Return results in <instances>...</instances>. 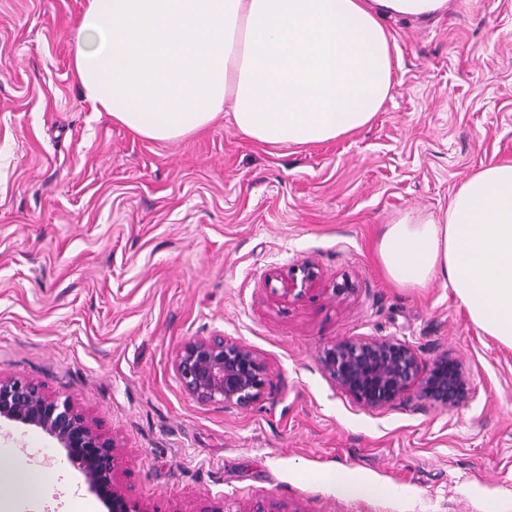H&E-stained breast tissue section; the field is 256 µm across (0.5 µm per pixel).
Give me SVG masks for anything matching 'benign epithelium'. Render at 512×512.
Here are the masks:
<instances>
[{"mask_svg": "<svg viewBox=\"0 0 512 512\" xmlns=\"http://www.w3.org/2000/svg\"><path fill=\"white\" fill-rule=\"evenodd\" d=\"M269 279L280 281L288 295L311 289L319 271L306 261L289 268L286 276L275 269ZM318 363L336 386L371 411L390 406L411 391L446 409L472 395L468 372L456 355L443 351L425 364L411 344L391 336L338 341L322 350ZM173 368L182 389L203 405L246 409L265 391L263 359L249 346L219 334L189 337L177 350ZM2 418L37 427L54 439L108 512H150L132 500L116 479L119 444L70 399L51 396L26 378L0 377Z\"/></svg>", "mask_w": 512, "mask_h": 512, "instance_id": "1", "label": "benign epithelium"}]
</instances>
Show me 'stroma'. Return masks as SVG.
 Returning <instances> with one entry per match:
<instances>
[{
    "instance_id": "1",
    "label": "stroma",
    "mask_w": 512,
    "mask_h": 512,
    "mask_svg": "<svg viewBox=\"0 0 512 512\" xmlns=\"http://www.w3.org/2000/svg\"><path fill=\"white\" fill-rule=\"evenodd\" d=\"M450 3L418 31L386 18L392 87L369 127L275 148L223 120L177 142L133 134L73 75L85 0H0V376L96 420L152 512H512V348L450 287H395L373 250L401 212L440 215L479 167L512 161V0ZM308 260L306 295L265 280ZM216 333L266 364L247 409L199 404L175 377L179 346ZM361 336L456 354L472 398L362 408L317 362ZM0 451L56 473L0 512H107L41 429L1 421ZM339 467L388 495L330 490Z\"/></svg>"
}]
</instances>
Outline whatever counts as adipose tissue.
Masks as SVG:
<instances>
[{
    "mask_svg": "<svg viewBox=\"0 0 512 512\" xmlns=\"http://www.w3.org/2000/svg\"><path fill=\"white\" fill-rule=\"evenodd\" d=\"M439 0H86L72 64L95 111L171 142L225 118L271 146H308L369 126L386 102L385 13ZM401 288L449 285L472 323L512 348V162L471 174L437 217L399 214L375 243Z\"/></svg>",
    "mask_w": 512,
    "mask_h": 512,
    "instance_id": "ef3b65f1",
    "label": "adipose tissue"
}]
</instances>
